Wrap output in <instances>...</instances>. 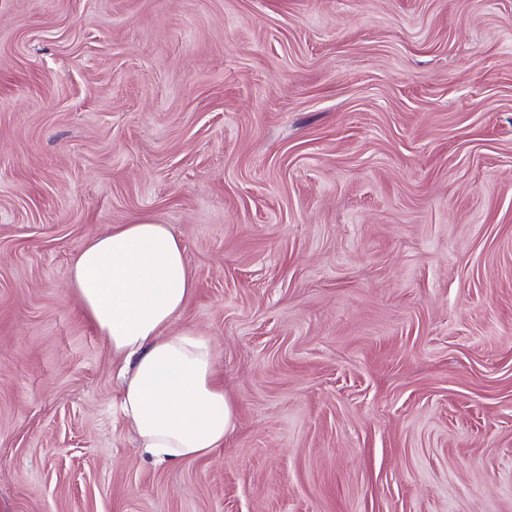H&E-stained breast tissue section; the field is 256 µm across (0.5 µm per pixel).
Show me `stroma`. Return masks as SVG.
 <instances>
[{"label": "stroma", "mask_w": 512, "mask_h": 512, "mask_svg": "<svg viewBox=\"0 0 512 512\" xmlns=\"http://www.w3.org/2000/svg\"><path fill=\"white\" fill-rule=\"evenodd\" d=\"M141 218L206 458L142 454L67 286ZM0 512H512V0H0Z\"/></svg>", "instance_id": "obj_1"}]
</instances>
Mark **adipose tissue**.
<instances>
[{"instance_id": "1", "label": "adipose tissue", "mask_w": 512, "mask_h": 512, "mask_svg": "<svg viewBox=\"0 0 512 512\" xmlns=\"http://www.w3.org/2000/svg\"><path fill=\"white\" fill-rule=\"evenodd\" d=\"M82 313L123 361L122 409L152 462L223 448L236 408L210 337L167 327L194 288L168 225L144 219L89 239L68 270Z\"/></svg>"}]
</instances>
